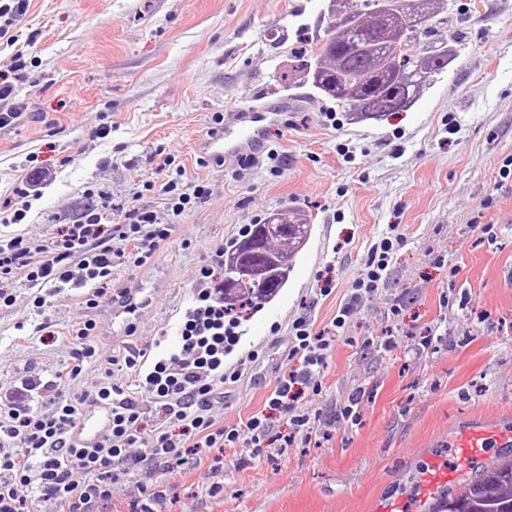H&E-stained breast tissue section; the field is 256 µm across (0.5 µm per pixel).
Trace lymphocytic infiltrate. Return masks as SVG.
Instances as JSON below:
<instances>
[{"instance_id": "obj_1", "label": "lymphocytic infiltrate", "mask_w": 512, "mask_h": 512, "mask_svg": "<svg viewBox=\"0 0 512 512\" xmlns=\"http://www.w3.org/2000/svg\"><path fill=\"white\" fill-rule=\"evenodd\" d=\"M160 191L173 217L209 194L206 185H185L179 175L160 165ZM50 171L26 173L10 198L0 201V223H21L32 200L38 199ZM108 202L83 211L72 223L61 225L53 241L32 246L22 236L0 235V280L24 274L39 321L34 333L49 332L48 317L59 295L83 290V307L91 311L111 303L115 270L138 267L167 240L173 225L159 223L153 210L138 206L122 221L105 223ZM402 237L389 235L369 252L364 271L353 286V301L339 311L333 323L342 328L354 301L373 294L387 277L394 250ZM199 284L180 325L178 343L167 354L151 359L146 351L131 350L122 357L102 354L95 344L97 324L81 318L71 329V360L50 377L25 379L0 395V512H38L49 504L53 512H109L112 490L139 473L162 470L179 473L200 462L212 449L246 443L260 456L268 441L264 416L256 414L242 427L218 425L216 403L242 370L225 371L224 356L240 341V319L224 302V289L214 281V269H197ZM331 337L315 332L306 319L292 325L289 362L270 395L269 408H288L294 431L312 433L308 411L290 404L295 386L319 394ZM99 374L90 392L76 398L64 388L79 378L87 365ZM127 381H113L115 369ZM104 405L112 418L93 445L74 437L87 407Z\"/></svg>"}]
</instances>
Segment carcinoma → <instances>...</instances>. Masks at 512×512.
Here are the masks:
<instances>
[{
	"label": "carcinoma",
	"mask_w": 512,
	"mask_h": 512,
	"mask_svg": "<svg viewBox=\"0 0 512 512\" xmlns=\"http://www.w3.org/2000/svg\"><path fill=\"white\" fill-rule=\"evenodd\" d=\"M323 36L309 47L306 64L312 87L353 112L378 117L414 104L429 76L448 68V51L436 47L440 27L448 26V0H393L387 18L378 19V0H332ZM355 26L336 36L337 16ZM278 218L288 231L265 237L253 224L230 247L237 264L224 265V280L236 292L226 303L257 309L271 302L288 283L295 260L306 245L311 225L305 215L286 209ZM259 251L272 257L265 277L254 278L250 262ZM425 512H512V456L498 455L476 468L458 486L431 500Z\"/></svg>",
	"instance_id": "obj_1"
}]
</instances>
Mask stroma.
I'll list each match as a JSON object with an SVG mask.
<instances>
[{
  "mask_svg": "<svg viewBox=\"0 0 512 512\" xmlns=\"http://www.w3.org/2000/svg\"><path fill=\"white\" fill-rule=\"evenodd\" d=\"M444 40L454 60L407 110L363 119L306 82L298 50L322 34L328 0H28L0 43V75L26 114L0 129V195L18 176L46 167L50 184L23 223L31 244L50 242L99 198L109 218L134 205L168 222L148 191L164 158L184 183L209 195L181 218L148 263L114 274L115 287L157 283V307L133 335L99 333L104 354L167 350L197 283L194 274L237 242L244 228L293 209L312 226L288 283L250 314L224 368L246 369L214 414L240 426L269 410L268 397L291 347V326L331 329L349 301L369 248L386 232L405 244L378 291L354 310L327 354L322 391L299 407L316 414L315 437L292 432L269 410L285 448L251 458L224 448L189 473L157 471L166 500L156 512H382L397 501L414 512L429 460H448L459 426L512 430V0H452ZM283 35V43L272 34ZM21 72H12L11 62ZM291 95L287 127L267 132L279 164L254 169L206 164L196 145L214 115ZM111 125L104 139L99 123ZM493 225L494 239L479 227ZM0 311V387L49 376L71 356L66 334L82 315L83 292L66 291L51 313L58 340L17 335L31 317L23 275ZM433 329L431 347L420 333ZM263 350V362L251 359ZM360 393L358 420L341 419Z\"/></svg>",
  "mask_w": 512,
  "mask_h": 512,
  "instance_id": "1",
  "label": "stroma"
}]
</instances>
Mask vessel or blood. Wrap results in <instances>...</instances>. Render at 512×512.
<instances>
[{"mask_svg": "<svg viewBox=\"0 0 512 512\" xmlns=\"http://www.w3.org/2000/svg\"><path fill=\"white\" fill-rule=\"evenodd\" d=\"M287 112L288 103L283 100L274 105L241 107L225 113L223 123L211 127L199 142L198 151L203 159L219 167L245 158L260 160L265 152L261 131L284 126ZM158 299L156 288L145 284L123 289L120 298L106 306L105 331L114 335L129 332ZM108 419L106 410H88L76 429L79 441L86 445L93 444L107 426ZM511 442L512 433L496 426L462 428L451 448L457 459L456 467L431 462L426 481L418 494L420 501L435 497L439 491L455 484L463 472L472 471L483 457V447H500Z\"/></svg>", "mask_w": 512, "mask_h": 512, "instance_id": "obj_1", "label": "vessel or blood"}]
</instances>
